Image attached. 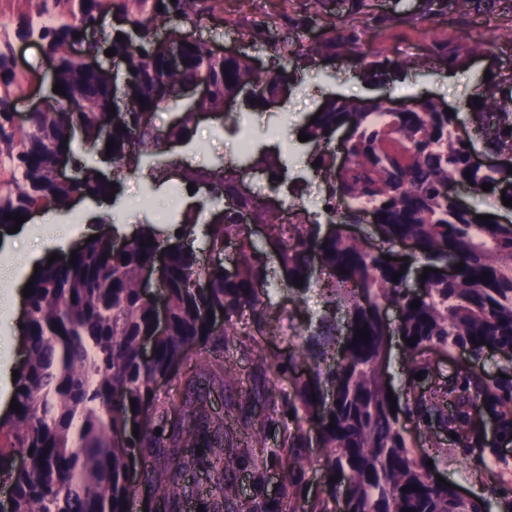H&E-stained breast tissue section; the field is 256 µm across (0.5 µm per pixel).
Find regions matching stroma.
<instances>
[{"instance_id":"1","label":"stroma","mask_w":512,"mask_h":512,"mask_svg":"<svg viewBox=\"0 0 512 512\" xmlns=\"http://www.w3.org/2000/svg\"><path fill=\"white\" fill-rule=\"evenodd\" d=\"M426 0H328L318 5L315 0H266L264 18L277 23L282 38H289L291 30L288 18L303 15L311 19V28L301 34L300 44L318 42L330 21L347 22L369 34L370 42L360 51L338 50L336 55H315L306 59L294 56L288 60V96L284 103L265 112L242 111L238 120H201L198 134L190 143H180L168 156L159 157L158 169L164 170L161 179L153 178L149 170H142L133 178H122L117 194L120 221L128 232H135L142 224L158 223L157 208L172 207L177 199L190 196L194 203L199 224L212 223L224 205L213 199L205 189L188 190L184 183L175 179L177 163L197 165L233 164L246 167L250 158L238 153V128L249 130V139L256 148L267 143L277 145L276 153L289 175L312 177L309 164L313 144L299 141L300 128L331 97L367 101L380 97L407 102L420 96H428L461 107L477 92L485 74L505 73L512 60V10L500 5L489 26H478L477 15L458 17L444 14L441 34L449 43L462 49L457 66L448 68L434 63L430 45L432 33L408 25L394 23V16L406 12H420ZM40 0H0V45L11 43L18 58L20 73L25 79L13 96L18 110H27L31 104L49 93L48 58L41 46L31 40L16 36L20 17L37 13ZM381 16L391 19L388 27H374L372 20ZM258 20L251 17L241 0H222L216 16L200 21L186 22L185 30L201 39L235 49L258 58L261 65H268L269 58L259 52L251 38ZM495 45L493 52L481 51L484 42ZM382 55L391 59H410V67L380 83L367 76L356 64V53ZM143 191L153 198L156 210H140L126 205V198L133 192ZM260 308L265 311L263 322H254L250 315H243L233 336L228 337L224 354L237 366L241 387L248 388L255 381H264L269 387L287 386L286 378L273 372H259L253 362L255 352L262 351L274 358L287 356L297 347L299 335L310 319L322 315L324 301L318 290L301 292L293 288L282 289L275 301L259 298ZM428 382L446 383L457 374L487 381L496 380L498 374L511 375L512 361L497 354H486L481 360L470 361L467 353L455 350L450 353L430 351L426 353ZM484 442L483 448H465L452 439L444 428L434 430L436 448H428L422 434L424 429L416 420L406 422L411 441L420 453L429 454L434 471L453 483L468 497H480L492 505L512 499V439L493 436L489 419L476 421Z\"/></svg>"}]
</instances>
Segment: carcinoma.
<instances>
[{
  "instance_id": "cac0c4a2",
  "label": "carcinoma",
  "mask_w": 512,
  "mask_h": 512,
  "mask_svg": "<svg viewBox=\"0 0 512 512\" xmlns=\"http://www.w3.org/2000/svg\"><path fill=\"white\" fill-rule=\"evenodd\" d=\"M218 2L42 0L36 15L20 19L17 37L45 44L56 61L54 81L63 84L60 99L69 107L33 112L26 126L12 129L9 86L16 67L12 47L0 49V157L6 156L12 172L0 189L1 227L14 223L7 215L68 213L77 194L104 199L113 191L110 181L96 177L98 168L76 150L77 129L88 146L113 140L112 167L135 173L147 159L165 154L169 141L186 140L199 114L223 110L229 96L264 111L284 78L282 60L298 53L269 24L256 27L253 35L276 62L262 74L249 56H218L206 42L186 44L182 65L170 68L151 40L158 22L178 21L173 29L177 35L182 23L213 15ZM496 2L446 0V7L467 15L473 6L490 11ZM108 13L144 32L138 45L116 36L95 37L100 18ZM72 17L79 24L71 23ZM78 36L87 42V54L102 56L112 48V61L133 69L121 104L110 107L116 83L102 78L86 58L72 54ZM358 44L355 29L333 25L317 51L334 55L338 47ZM431 53L450 67L459 59V48L450 47L446 39H434ZM359 60L377 80L400 65L379 55L362 54ZM202 77L210 81V95L182 108L167 137L140 126L138 99L156 114L169 112L178 106L176 92ZM252 99L260 104H250ZM479 104H470L471 120L486 151L511 154L512 92L505 93L502 82L493 79ZM340 128L349 132L350 164L342 172L336 171L332 149ZM457 128L458 115L441 111L429 97L419 98L411 112H393L384 99L372 104L326 99L304 134L319 148L313 159L319 160L315 176L327 184L322 213L339 218L324 232L309 218L286 228L279 211L253 209L252 223L264 225L268 242L278 248L273 271L264 248L227 206L224 223L209 226L207 245L221 252L225 242H235L239 259L231 273L220 265L200 264L196 253L184 248L183 240L197 225V216L190 212L164 245L155 228L145 225L121 251L114 250L110 236L101 234L76 252L77 264L56 259L41 266L28 296L25 363L14 382L13 398L21 412L13 411L0 422V473L11 484L0 512H128V466L146 450L171 467L164 477L143 465L147 512L158 500L171 512H181L190 498L203 512H490L484 502H463L456 488L432 481L430 467L413 448L400 415L390 413L393 401L383 384L387 349L397 336L410 362L407 413L446 426L468 448L481 444L470 416L473 407L512 429V380L490 385L465 376L458 386L424 391L414 378L428 371L424 355L434 348L460 349L477 360L487 351H512V225L481 222L478 211L463 209L452 196L440 193L447 184L465 183L479 193L481 185L489 184V193L512 199V173L473 166L472 139H462ZM63 155L79 171L74 182L55 177ZM252 168L266 172L272 184L282 176L279 164L267 155L255 158ZM210 173L211 167L198 165L184 170L182 181L195 187ZM242 178V171L225 167L214 193L220 199L235 197ZM367 215L388 244L418 243L421 267L433 268L422 291L405 288L408 269L384 260L387 252L343 233L344 225L362 224ZM161 247L167 251L169 279L167 326L158 333L155 300L143 290L141 273ZM454 258L464 269L449 279L444 270ZM398 271L402 275L394 282L392 274ZM197 278L210 287L193 288ZM300 278L303 289H319L324 315L310 329L301 355L291 351L286 361L256 356V367L288 376V387L276 393L258 385L241 389L225 405V417L216 418L207 406L210 387L237 384L236 367L225 360L196 383L173 417L154 415L159 377L175 374L194 348L224 347L234 318L248 311L255 321L262 320L257 285L295 288ZM413 301L420 306L410 307ZM216 308L224 310L222 330L207 317ZM390 308L397 309L394 321L388 318ZM338 311L346 317L339 347ZM363 327L369 341L353 339L355 329ZM412 337L417 341L410 346L407 339ZM147 338L152 341L148 359L143 356ZM298 360L310 365L309 377L288 375ZM261 404L267 406L268 420L282 427V438L272 448L267 420L252 419ZM144 411L148 418L135 437L130 422ZM231 418L251 427L243 445L226 432L225 420ZM20 453L24 465L18 468ZM315 461L328 497L311 500L305 497V475ZM195 469L218 477L195 489L182 480L183 473ZM335 476L338 480L329 481Z\"/></svg>"
}]
</instances>
